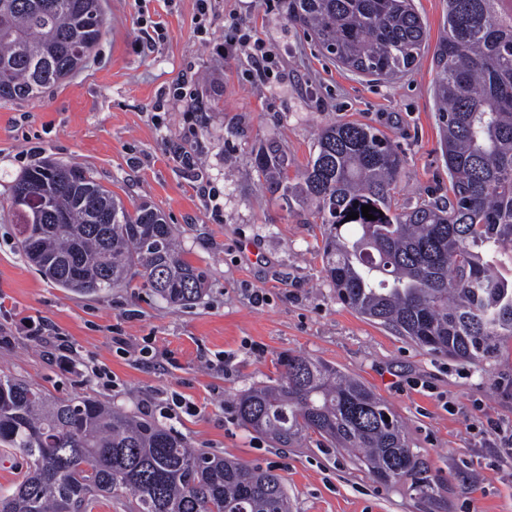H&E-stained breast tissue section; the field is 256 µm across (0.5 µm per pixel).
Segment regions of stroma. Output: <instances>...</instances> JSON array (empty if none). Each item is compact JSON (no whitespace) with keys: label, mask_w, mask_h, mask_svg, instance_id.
<instances>
[{"label":"stroma","mask_w":512,"mask_h":512,"mask_svg":"<svg viewBox=\"0 0 512 512\" xmlns=\"http://www.w3.org/2000/svg\"><path fill=\"white\" fill-rule=\"evenodd\" d=\"M414 3L428 45L412 71L377 81L325 57L289 22L286 0H214L204 19L196 0H106L104 35L80 72L43 99L0 102V377L139 414L180 396L195 410L170 427L279 474L292 512H512V456L489 435L512 427V336L491 358L452 360L347 308L323 270L320 218L271 198L254 164L272 142L297 175L321 129L362 123L404 155L399 206L447 200L433 96L447 4ZM156 23L162 38L140 53ZM48 156L87 169L126 206L159 208L206 273L202 296L173 306L145 288L84 295L43 277L18 243L9 197ZM63 347L77 369L59 367ZM290 355L331 364L389 403L432 498L318 436L280 448L238 420V395L276 383Z\"/></svg>","instance_id":"obj_1"}]
</instances>
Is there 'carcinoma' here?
Listing matches in <instances>:
<instances>
[{"mask_svg":"<svg viewBox=\"0 0 512 512\" xmlns=\"http://www.w3.org/2000/svg\"><path fill=\"white\" fill-rule=\"evenodd\" d=\"M446 2L433 93L447 204L394 206L404 157L365 124L324 128L295 183L278 146L260 147L254 162L268 194L321 217L324 270L342 303L433 352L480 361L512 336V9ZM288 20L341 67L385 80L409 72L427 43L413 0H288ZM103 26L101 0H0V101L42 98L84 65ZM363 205L376 219L346 220ZM11 210L25 257L60 288L96 294L139 279L171 305L202 295L205 273L179 252L162 211L143 201L129 212L81 168L48 159L28 168ZM282 365L276 384L237 398L243 424L283 448L317 434L385 482L414 475L402 422L362 381L300 355ZM0 446L27 464L0 493V512H94L125 491L134 512H290L271 470L192 448L120 407L8 377Z\"/></svg>","mask_w":512,"mask_h":512,"instance_id":"carcinoma-1","label":"carcinoma"}]
</instances>
